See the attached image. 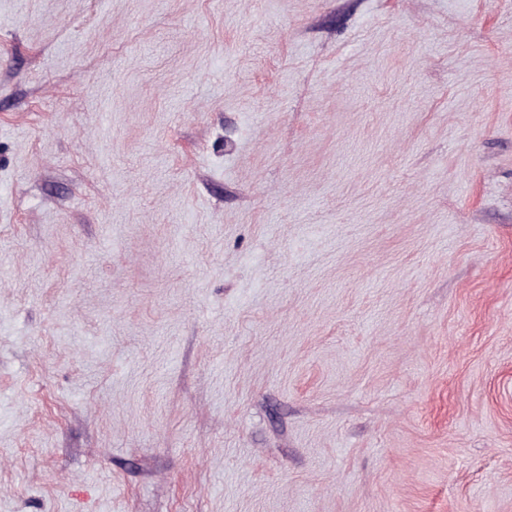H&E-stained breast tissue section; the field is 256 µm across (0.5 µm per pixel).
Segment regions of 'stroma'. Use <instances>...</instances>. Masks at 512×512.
Instances as JSON below:
<instances>
[{"label":"stroma","instance_id":"stroma-1","mask_svg":"<svg viewBox=\"0 0 512 512\" xmlns=\"http://www.w3.org/2000/svg\"><path fill=\"white\" fill-rule=\"evenodd\" d=\"M0 512H512V0H0Z\"/></svg>","mask_w":512,"mask_h":512}]
</instances>
